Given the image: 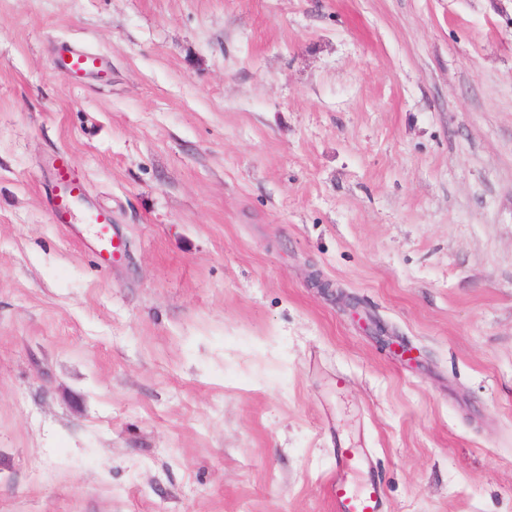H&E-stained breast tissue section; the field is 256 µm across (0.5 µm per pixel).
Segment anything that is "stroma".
I'll list each match as a JSON object with an SVG mask.
<instances>
[{
  "mask_svg": "<svg viewBox=\"0 0 512 512\" xmlns=\"http://www.w3.org/2000/svg\"><path fill=\"white\" fill-rule=\"evenodd\" d=\"M340 440L512 512V0H0V512H331ZM103 57L69 42L61 43L56 51L54 68L68 82L98 73ZM49 164L52 174L45 195L52 222L62 225L78 240L84 237V231L78 225H93L94 237L86 245L103 268H111L112 257L123 250L121 238L112 226V216L90 204L85 188L75 181L64 156L51 157ZM79 213L80 220L77 218Z\"/></svg>",
  "mask_w": 512,
  "mask_h": 512,
  "instance_id": "1",
  "label": "stroma"
}]
</instances>
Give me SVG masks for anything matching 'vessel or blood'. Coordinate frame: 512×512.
Segmentation results:
<instances>
[{"label": "vessel or blood", "instance_id": "obj_1", "mask_svg": "<svg viewBox=\"0 0 512 512\" xmlns=\"http://www.w3.org/2000/svg\"><path fill=\"white\" fill-rule=\"evenodd\" d=\"M102 62V56L64 42L57 48L54 68L61 78L70 82L99 72ZM49 164L51 177L45 195L53 223L62 225L78 240L84 238V226L93 225L95 234L88 248L103 268H111L113 256L123 250L111 215L90 204L85 188L75 181L64 156L51 157ZM333 454L336 470L328 488L335 512H384L383 486L373 476L370 460L341 441L337 442Z\"/></svg>", "mask_w": 512, "mask_h": 512}]
</instances>
